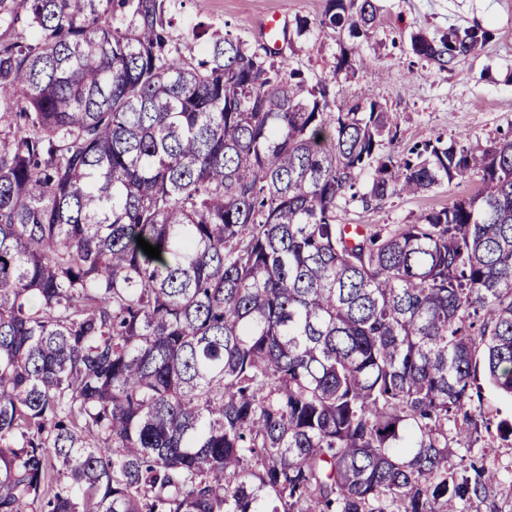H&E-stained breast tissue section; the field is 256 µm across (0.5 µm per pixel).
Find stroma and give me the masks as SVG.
Listing matches in <instances>:
<instances>
[{
  "label": "stroma",
  "instance_id": "stroma-1",
  "mask_svg": "<svg viewBox=\"0 0 512 512\" xmlns=\"http://www.w3.org/2000/svg\"><path fill=\"white\" fill-rule=\"evenodd\" d=\"M377 18L367 35L311 29L299 31L302 20H314L325 0H183L176 7L175 29L202 21L212 31H231L251 49L267 42L261 31L270 14L281 16L283 35L279 58L308 76H327L333 94L355 99L372 92L392 112L399 126L397 150L436 137L448 141L469 136L473 144L488 145L512 132V0H375ZM479 25L492 37L477 54L458 57L442 70L420 59L410 48V37L440 34ZM359 43L355 67L337 71L342 48ZM479 175L456 179L419 196L390 198L363 208L353 203L339 211L345 224H412L422 214L474 195ZM476 466L496 471L469 512H512V441L482 436L472 447L458 445Z\"/></svg>",
  "mask_w": 512,
  "mask_h": 512
}]
</instances>
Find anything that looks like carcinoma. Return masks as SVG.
Returning <instances> with one entry per match:
<instances>
[{
  "instance_id": "obj_1",
  "label": "carcinoma",
  "mask_w": 512,
  "mask_h": 512,
  "mask_svg": "<svg viewBox=\"0 0 512 512\" xmlns=\"http://www.w3.org/2000/svg\"><path fill=\"white\" fill-rule=\"evenodd\" d=\"M172 2L0 0V512H465L478 371L512 398V135L396 154L371 94L176 38ZM471 171L413 224L336 222Z\"/></svg>"
}]
</instances>
